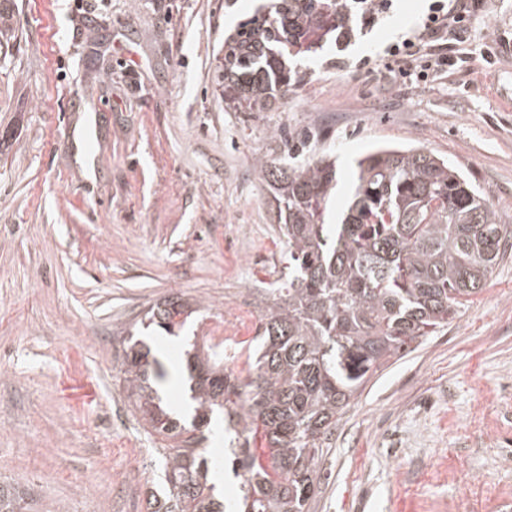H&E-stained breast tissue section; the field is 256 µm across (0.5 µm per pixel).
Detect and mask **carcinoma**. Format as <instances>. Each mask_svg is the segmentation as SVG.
<instances>
[{
    "mask_svg": "<svg viewBox=\"0 0 512 512\" xmlns=\"http://www.w3.org/2000/svg\"><path fill=\"white\" fill-rule=\"evenodd\" d=\"M350 0H274L224 38L215 90L236 112L288 103L303 75L297 59L351 30ZM275 140L281 136L274 135ZM315 134L283 141L287 158H255L273 191L286 239L285 273L264 292L248 375L224 349L187 353L194 430L223 416L231 435L224 469L236 484L214 494L200 439L160 395L164 366L148 344L123 338V383L141 419L177 445L164 457V496L146 512H308L319 492L326 440L345 409L393 358L448 326L512 251V225L451 162L425 148L384 146L355 161L338 223H327L336 161L311 150ZM185 314L178 297L145 318L171 333ZM269 453H252L256 438ZM27 489L0 482V512H28Z\"/></svg>",
    "mask_w": 512,
    "mask_h": 512,
    "instance_id": "cac0c4a2",
    "label": "carcinoma"
}]
</instances>
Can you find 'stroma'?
Listing matches in <instances>:
<instances>
[{"mask_svg": "<svg viewBox=\"0 0 512 512\" xmlns=\"http://www.w3.org/2000/svg\"><path fill=\"white\" fill-rule=\"evenodd\" d=\"M258 6L0 0V477L28 486L37 512H146L161 490L166 443L122 387L119 330L167 297L198 309L178 336L145 332L177 405L184 351L223 334L225 307L256 336L286 250L253 166L272 132L317 134L343 189L370 147L421 145L512 224V0L449 41L471 59L441 80L381 63L428 6L399 0L303 58L285 108L235 112L214 97L213 58ZM310 512H512V255L352 400Z\"/></svg>", "mask_w": 512, "mask_h": 512, "instance_id": "obj_1", "label": "stroma"}]
</instances>
